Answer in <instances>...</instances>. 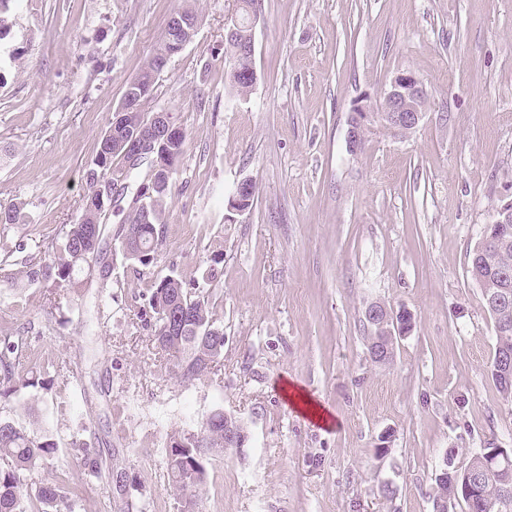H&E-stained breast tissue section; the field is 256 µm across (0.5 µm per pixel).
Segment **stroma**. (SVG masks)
Instances as JSON below:
<instances>
[{"label": "stroma", "mask_w": 512, "mask_h": 512, "mask_svg": "<svg viewBox=\"0 0 512 512\" xmlns=\"http://www.w3.org/2000/svg\"><path fill=\"white\" fill-rule=\"evenodd\" d=\"M184 0H19L0 40V334L45 332L39 365L53 390L28 389L0 415L58 444L37 478L80 490L105 512L125 472L147 512H176L166 435L223 408L247 431L210 455L201 512H432L447 450L466 467L495 441L512 448V400L491 376L493 320L470 273L485 224L512 194V0H262L257 81L227 94L224 23L237 0H194L193 40L156 84V107L187 135L162 250L137 271L110 215L108 281L80 294L31 283L51 241L79 216L87 171L126 83ZM416 75L425 117L408 136L365 131L392 79ZM252 206L230 211L237 184ZM199 285L224 327V356L184 383L138 313L152 280ZM409 309L392 362L367 353V306ZM290 382L328 415L282 392ZM84 390L58 407L55 393ZM100 455L97 481L74 443ZM391 485L393 497L382 488Z\"/></svg>", "instance_id": "obj_1"}]
</instances>
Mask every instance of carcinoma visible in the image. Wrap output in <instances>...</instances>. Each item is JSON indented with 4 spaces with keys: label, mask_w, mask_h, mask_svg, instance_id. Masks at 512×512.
Instances as JSON below:
<instances>
[{
    "label": "carcinoma",
    "mask_w": 512,
    "mask_h": 512,
    "mask_svg": "<svg viewBox=\"0 0 512 512\" xmlns=\"http://www.w3.org/2000/svg\"><path fill=\"white\" fill-rule=\"evenodd\" d=\"M195 31L176 35L164 30L158 47L144 62L140 72L131 78L127 87H133L142 95L143 107L155 99L158 68L169 57L176 40H192ZM101 141L88 171V190L80 203V215L75 223L65 225L63 242L53 246L54 261L35 274L57 287L76 291L78 285L72 273L77 266L96 272V266L88 261L100 252V230L109 213L112 199L100 198V188L112 187V180L121 175L126 179L137 178L136 190L140 197L130 198L127 217L122 222L117 238L124 249L127 262L142 268L150 267L157 259L163 244V224L167 199L171 195L173 176L177 164L185 153L187 136L182 133L176 139L162 142L159 158L167 168V175L153 173V163L145 161L139 168L125 174V159L112 150V126L104 130ZM256 183H251L246 193L234 191L228 205L235 210H247L254 201ZM479 246H474L470 273L486 295L498 292L489 287L500 270L512 272V236L493 247L487 259L478 257ZM150 327L158 347L172 353L178 359L181 379L192 382L202 376L224 354V328L213 320L209 299L200 292H193L182 279L171 273L154 280L149 288ZM494 320L496 339L490 371H495L501 354L512 353V330L503 335V320L512 321V289L505 295V302L489 308ZM36 348L32 338L21 333L0 336V399L17 396L21 390L41 387L45 390L54 384L53 377L34 375L31 355ZM212 411L197 427L172 430L166 437L164 460L170 487L178 492V512H199L197 505L206 491V469L201 460L202 449L224 452V422L216 420ZM57 443L48 438L28 434L9 419L0 418V512H75L80 497L76 492H65L53 483L32 486V475L41 469L55 454ZM76 459L87 473L103 479V467L96 453L81 444ZM481 455L472 457L463 470L448 466V476L437 481L438 491L433 498V512H449L458 502L470 508L467 499L455 498L461 489L465 473L480 467ZM481 491L484 512H509L512 509V477L505 480L498 474L484 475Z\"/></svg>",
    "instance_id": "1"
}]
</instances>
